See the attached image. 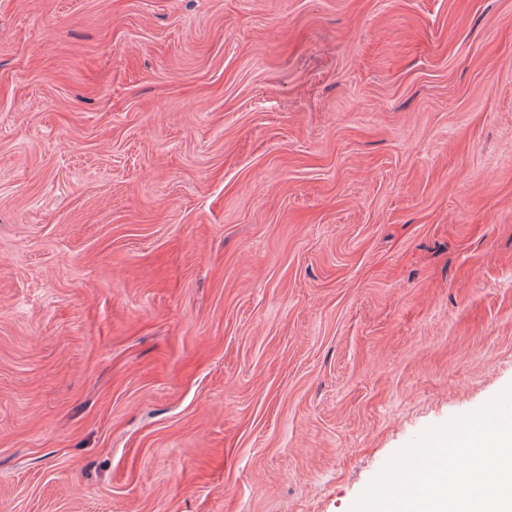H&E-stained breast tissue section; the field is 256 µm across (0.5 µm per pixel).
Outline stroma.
Wrapping results in <instances>:
<instances>
[{
	"instance_id": "1",
	"label": "stroma",
	"mask_w": 512,
	"mask_h": 512,
	"mask_svg": "<svg viewBox=\"0 0 512 512\" xmlns=\"http://www.w3.org/2000/svg\"><path fill=\"white\" fill-rule=\"evenodd\" d=\"M512 385V0H0V512H351Z\"/></svg>"
}]
</instances>
